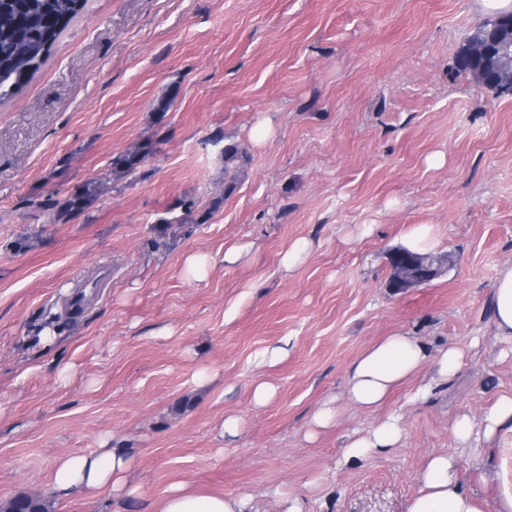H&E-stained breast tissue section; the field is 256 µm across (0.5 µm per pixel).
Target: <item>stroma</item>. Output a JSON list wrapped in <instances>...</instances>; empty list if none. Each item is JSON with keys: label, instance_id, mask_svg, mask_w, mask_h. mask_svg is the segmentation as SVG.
I'll return each instance as SVG.
<instances>
[{"label": "stroma", "instance_id": "35a3bbf8", "mask_svg": "<svg viewBox=\"0 0 512 512\" xmlns=\"http://www.w3.org/2000/svg\"><path fill=\"white\" fill-rule=\"evenodd\" d=\"M483 20L475 0H88L0 103V505L37 492L50 512H148L187 481L253 512L295 497L404 512L426 458L455 452L456 417L512 393L487 307L512 265V93L458 64ZM149 138L155 153L115 178L113 158ZM91 181L107 191L48 223L40 202ZM182 199L191 223L166 227ZM417 224L446 264L392 293L387 257ZM192 254L211 260L204 280L185 276ZM96 265L112 269L101 297L66 312ZM394 333L464 349L461 372L423 403L404 387L374 411L350 404L349 366ZM283 339L287 356L261 361ZM329 399L341 416L308 438ZM393 411L400 448L342 465L354 432ZM104 442L128 451L137 497L58 495V460Z\"/></svg>", "mask_w": 512, "mask_h": 512}]
</instances>
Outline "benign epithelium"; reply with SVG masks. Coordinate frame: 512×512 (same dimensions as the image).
Masks as SVG:
<instances>
[{
	"mask_svg": "<svg viewBox=\"0 0 512 512\" xmlns=\"http://www.w3.org/2000/svg\"><path fill=\"white\" fill-rule=\"evenodd\" d=\"M462 53L481 60V78L501 79L498 88L512 89V16L496 21L488 30L478 29L464 45ZM390 275L388 287L395 293L425 284L441 271V265L432 259L409 255L398 249L389 254Z\"/></svg>",
	"mask_w": 512,
	"mask_h": 512,
	"instance_id": "7a95c632",
	"label": "benign epithelium"
}]
</instances>
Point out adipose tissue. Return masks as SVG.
<instances>
[{
  "mask_svg": "<svg viewBox=\"0 0 512 512\" xmlns=\"http://www.w3.org/2000/svg\"><path fill=\"white\" fill-rule=\"evenodd\" d=\"M491 321L502 341H512V265L502 267L490 297ZM465 354L447 349L431 355L414 336L396 333L364 350L350 365L348 399L363 409H377L404 383L422 370L428 379L411 394V402L427 399L461 369ZM458 450L429 456L417 475V489L406 512H512V394L497 396L481 420L460 414L453 425ZM403 437L399 415L391 413L365 433L352 438L343 450L344 463L389 455ZM474 465L469 483L458 477L459 459ZM132 459L121 448H102L60 459L53 484L61 493L76 488L94 492L111 489L116 496L136 493L130 482ZM247 497L213 493L187 481L173 486L153 512H248Z\"/></svg>",
  "mask_w": 512,
  "mask_h": 512,
  "instance_id": "obj_1",
  "label": "adipose tissue"
}]
</instances>
